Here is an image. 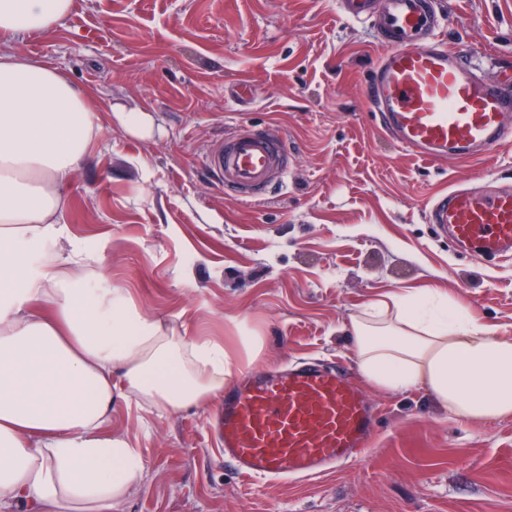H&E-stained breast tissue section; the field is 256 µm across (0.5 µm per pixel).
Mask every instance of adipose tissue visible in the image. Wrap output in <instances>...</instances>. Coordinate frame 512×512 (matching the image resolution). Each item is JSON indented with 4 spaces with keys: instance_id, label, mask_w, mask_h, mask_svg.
<instances>
[{
    "instance_id": "ef3b65f1",
    "label": "adipose tissue",
    "mask_w": 512,
    "mask_h": 512,
    "mask_svg": "<svg viewBox=\"0 0 512 512\" xmlns=\"http://www.w3.org/2000/svg\"><path fill=\"white\" fill-rule=\"evenodd\" d=\"M71 7L0 0V35L46 32ZM102 135L93 99L66 76L0 52V512H117L144 460L109 428L114 395L165 413L209 404L234 376L223 345L71 274L97 253L56 215ZM351 334L373 385L424 386L470 420L512 417V336L455 303L389 295Z\"/></svg>"
}]
</instances>
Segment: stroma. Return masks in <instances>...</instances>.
Instances as JSON below:
<instances>
[{"mask_svg": "<svg viewBox=\"0 0 512 512\" xmlns=\"http://www.w3.org/2000/svg\"><path fill=\"white\" fill-rule=\"evenodd\" d=\"M449 46L482 75L512 67V0H441ZM90 93L106 135L60 221L90 239L92 288L126 289L178 331L221 342L238 372L313 358L378 408L362 462L290 481L239 476L209 433L214 405L157 413L116 400L113 432L145 470L119 512H512V417L460 418L424 388L367 385L349 326L389 294L450 299L512 335V256L459 249L425 207L459 183L512 185V144L465 162L404 151L365 80L381 49L336 0H73L50 32L0 40ZM254 91L234 98L239 81ZM151 131L129 133L122 112ZM279 126L288 174L272 197L226 195L205 165L237 130ZM258 337L261 353L243 346Z\"/></svg>", "mask_w": 512, "mask_h": 512, "instance_id": "35a3bbf8", "label": "stroma"}]
</instances>
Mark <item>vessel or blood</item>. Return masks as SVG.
Masks as SVG:
<instances>
[{
    "instance_id": "vessel-or-blood-1",
    "label": "vessel or blood",
    "mask_w": 512,
    "mask_h": 512,
    "mask_svg": "<svg viewBox=\"0 0 512 512\" xmlns=\"http://www.w3.org/2000/svg\"><path fill=\"white\" fill-rule=\"evenodd\" d=\"M374 25L382 48L366 91L384 131L427 160H466L512 142V81L485 80L442 36L437 0H337ZM209 170L227 194L268 200L288 171L287 138L276 125L244 129L213 147ZM430 223L479 258L512 251V188H454L435 197ZM377 424L370 400L332 368L302 362L242 375L225 388L217 423L224 458L250 480L311 477L356 461Z\"/></svg>"
}]
</instances>
